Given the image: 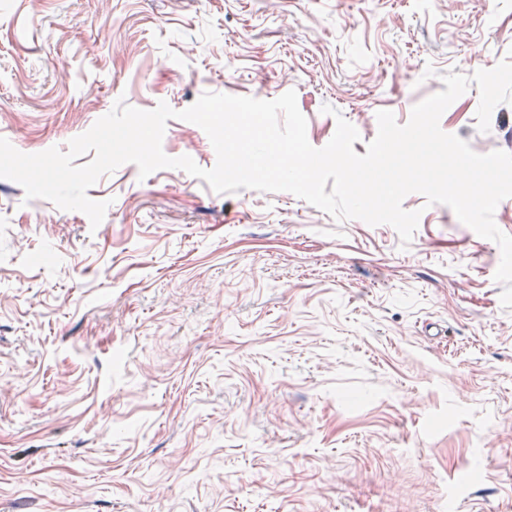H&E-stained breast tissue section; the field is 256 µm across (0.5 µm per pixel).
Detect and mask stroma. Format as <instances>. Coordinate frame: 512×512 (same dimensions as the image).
I'll return each instance as SVG.
<instances>
[{"mask_svg":"<svg viewBox=\"0 0 512 512\" xmlns=\"http://www.w3.org/2000/svg\"><path fill=\"white\" fill-rule=\"evenodd\" d=\"M512 51V0H0V137L66 147L117 99L295 90L313 147L407 123ZM477 86L441 129L512 153ZM162 149L202 168L197 125ZM104 221L0 178V512H512V308L451 208L336 221L288 192L125 164Z\"/></svg>","mask_w":512,"mask_h":512,"instance_id":"stroma-1","label":"stroma"}]
</instances>
